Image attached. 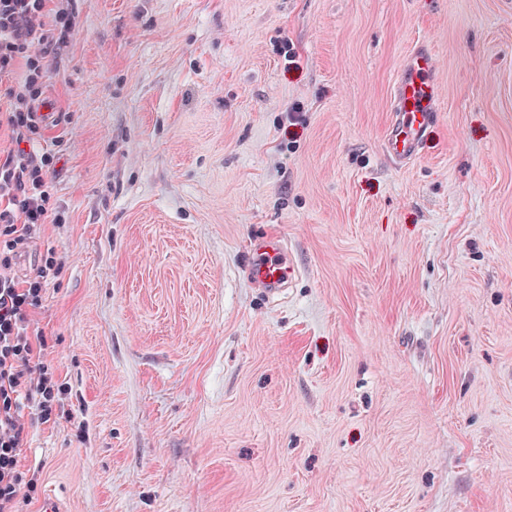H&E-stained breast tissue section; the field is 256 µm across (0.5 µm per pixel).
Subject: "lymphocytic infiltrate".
Masks as SVG:
<instances>
[{"label":"lymphocytic infiltrate","mask_w":512,"mask_h":512,"mask_svg":"<svg viewBox=\"0 0 512 512\" xmlns=\"http://www.w3.org/2000/svg\"><path fill=\"white\" fill-rule=\"evenodd\" d=\"M45 0H0V75L24 63L25 79L13 93L6 117L13 147L0 162V512H16L23 474L18 450L32 421H50L56 402L52 375L41 354L43 332L34 327L38 283L53 270L40 265L32 281L20 280L15 262L49 218L47 156L34 148L40 119L31 103L51 70L50 47L57 29L73 30L74 20L50 24Z\"/></svg>","instance_id":"1"}]
</instances>
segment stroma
I'll return each mask as SVG.
<instances>
[{
  "label": "stroma",
  "instance_id": "stroma-1",
  "mask_svg": "<svg viewBox=\"0 0 512 512\" xmlns=\"http://www.w3.org/2000/svg\"><path fill=\"white\" fill-rule=\"evenodd\" d=\"M61 414L36 512H512V0H47ZM438 111L383 151L404 55ZM279 236L294 276H248ZM250 253L249 276L260 283L269 296L282 294L291 275L282 240L275 236L256 239L250 245Z\"/></svg>",
  "mask_w": 512,
  "mask_h": 512
}]
</instances>
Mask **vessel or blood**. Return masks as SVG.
Listing matches in <instances>:
<instances>
[{
	"label": "vessel or blood",
	"mask_w": 512,
	"mask_h": 512,
	"mask_svg": "<svg viewBox=\"0 0 512 512\" xmlns=\"http://www.w3.org/2000/svg\"><path fill=\"white\" fill-rule=\"evenodd\" d=\"M436 71L432 50L421 45L404 56L396 73L393 116L384 137L385 152L395 164L415 160L427 139L439 96ZM250 253V277L269 296L282 294L291 272L281 239L275 236L256 239L250 245Z\"/></svg>",
	"instance_id": "obj_1"
}]
</instances>
